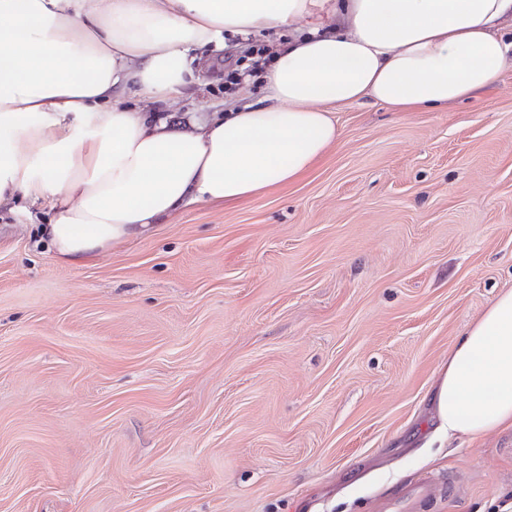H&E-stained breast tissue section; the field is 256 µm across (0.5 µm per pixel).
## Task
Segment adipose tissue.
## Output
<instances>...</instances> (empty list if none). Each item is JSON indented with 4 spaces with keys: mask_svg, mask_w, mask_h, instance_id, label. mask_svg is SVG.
<instances>
[{
    "mask_svg": "<svg viewBox=\"0 0 512 512\" xmlns=\"http://www.w3.org/2000/svg\"><path fill=\"white\" fill-rule=\"evenodd\" d=\"M512 0H0V202L48 206L56 258L87 264L187 205L296 182L339 137L332 107L438 111L494 87ZM276 30L264 97L155 123L203 81L201 53ZM445 441L512 429V289L457 338L434 384Z\"/></svg>",
    "mask_w": 512,
    "mask_h": 512,
    "instance_id": "obj_1",
    "label": "adipose tissue"
}]
</instances>
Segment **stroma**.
<instances>
[{
    "mask_svg": "<svg viewBox=\"0 0 512 512\" xmlns=\"http://www.w3.org/2000/svg\"><path fill=\"white\" fill-rule=\"evenodd\" d=\"M240 57L159 116L227 112ZM336 118L295 184L82 266L45 207L0 205V512H374L447 478L424 512L512 508L511 430L427 445L440 366L512 288V66Z\"/></svg>",
    "mask_w": 512,
    "mask_h": 512,
    "instance_id": "1",
    "label": "stroma"
}]
</instances>
